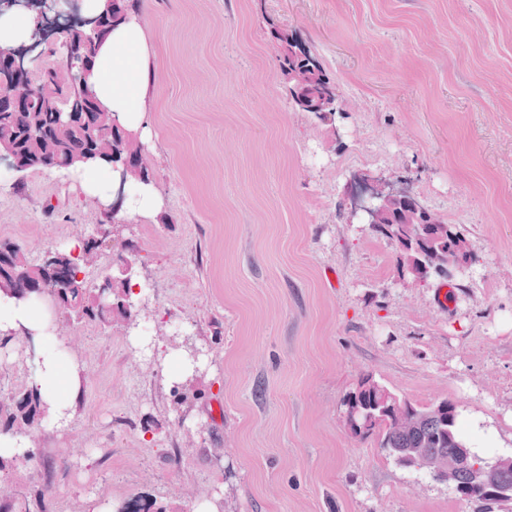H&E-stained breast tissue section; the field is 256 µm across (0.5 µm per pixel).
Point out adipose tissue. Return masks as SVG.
<instances>
[{
    "label": "adipose tissue",
    "mask_w": 512,
    "mask_h": 512,
    "mask_svg": "<svg viewBox=\"0 0 512 512\" xmlns=\"http://www.w3.org/2000/svg\"><path fill=\"white\" fill-rule=\"evenodd\" d=\"M88 82L100 106L128 130L145 132L146 93L150 65L146 35L136 16L116 25L99 47ZM84 192L104 208L156 216L163 202L153 185L122 180L111 163L75 168ZM48 301L16 300L0 295V332L25 333L43 345L42 363L32 383L46 403L49 425L72 419L84 394L82 368L76 360L61 361Z\"/></svg>",
    "instance_id": "1"
}]
</instances>
